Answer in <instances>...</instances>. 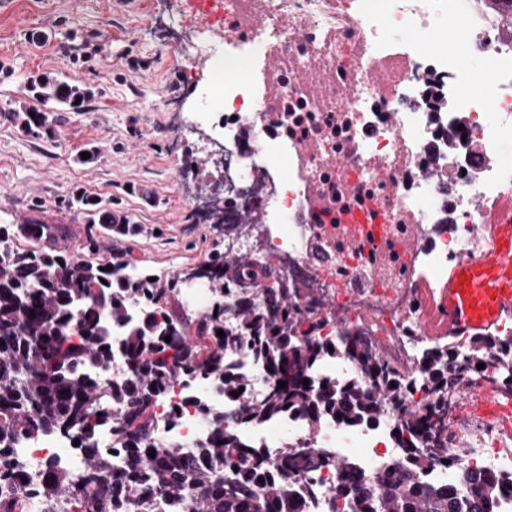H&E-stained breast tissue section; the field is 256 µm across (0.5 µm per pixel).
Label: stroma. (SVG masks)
I'll use <instances>...</instances> for the list:
<instances>
[{
    "instance_id": "35a3bbf8",
    "label": "stroma",
    "mask_w": 512,
    "mask_h": 512,
    "mask_svg": "<svg viewBox=\"0 0 512 512\" xmlns=\"http://www.w3.org/2000/svg\"><path fill=\"white\" fill-rule=\"evenodd\" d=\"M183 0H14L0 15V224H59L77 248L90 229L75 189L123 211L115 246L137 272L173 277L203 263L225 227L198 194L212 165L195 130ZM92 90L81 110L51 104L58 138L21 125L37 76Z\"/></svg>"
}]
</instances>
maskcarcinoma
<instances>
[{
    "label": "carcinoma",
    "mask_w": 512,
    "mask_h": 512,
    "mask_svg": "<svg viewBox=\"0 0 512 512\" xmlns=\"http://www.w3.org/2000/svg\"><path fill=\"white\" fill-rule=\"evenodd\" d=\"M87 92L57 83L42 94L43 102L81 108ZM24 113L23 126L55 136L47 115ZM72 202L90 221L111 228L112 210L82 190ZM56 224H0V458L21 440L49 434L70 438L84 456V478L75 482L52 468L34 489L24 485L16 464L0 465V512H29L33 497L59 504L64 512H306L302 497L288 489V477L269 468L264 458L244 449L224 416H213L214 433L196 452L180 445L158 446L155 402L177 381L208 379L235 398L239 421L260 425L288 412L315 430L326 418L360 422L380 416L379 405L361 384L314 375L328 347L298 331V308L286 288H248L247 300L235 302L238 320L225 337L224 298L235 280L226 275L224 251L216 247L203 264L191 270L216 293L218 310L187 317L173 306L177 280L149 275L129 276L128 262L94 263L80 254L96 253L101 236L91 233L82 249L59 245ZM24 240L28 246L21 247ZM35 315H30V312ZM123 339L112 341V328ZM171 337L165 341L164 337ZM248 343L262 364L270 386L259 399L248 395L251 378L226 368L227 355ZM126 360L127 375L119 382L106 376L114 351ZM354 360L378 387L394 396L403 382L379 360L355 346L337 347ZM512 359V336L474 341L470 362L488 354ZM434 389L459 388L462 368L446 347L431 351L428 362ZM308 385H303V380ZM287 386L280 388L278 382ZM112 408V430L127 452L116 465L112 452L99 447L98 426L104 408ZM448 408L438 401L424 412L406 410L395 437L416 453L414 464L398 462L374 472L363 484L343 485L348 512H492L505 492L500 479L468 477L470 495L456 488L422 480L421 462L441 451L437 435ZM154 456H149V453Z\"/></svg>",
    "instance_id": "cac0c4a2"
}]
</instances>
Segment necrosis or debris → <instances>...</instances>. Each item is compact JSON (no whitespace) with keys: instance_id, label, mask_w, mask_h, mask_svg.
I'll list each match as a JSON object with an SVG mask.
<instances>
[{"instance_id":"4bbe7bcc","label":"necrosis or debris","mask_w":512,"mask_h":512,"mask_svg":"<svg viewBox=\"0 0 512 512\" xmlns=\"http://www.w3.org/2000/svg\"><path fill=\"white\" fill-rule=\"evenodd\" d=\"M234 3L197 0L190 11L192 56L215 66L237 57L252 67L277 48L283 91L268 101L246 79L197 90L203 116L221 130L230 158L224 184L240 210L258 211L263 224L257 236L225 235L224 251L252 255L262 267L275 261L276 281L298 284L303 323H318L325 342L356 337L406 390L398 400L376 393L383 410L377 420L328 418L312 430L293 415L261 428L237 422L233 401L217 385L178 382L157 407L167 418L157 444L198 447L213 433L212 414H223L272 468L287 466L289 480L307 494L308 512H333L342 465L363 479L405 460L394 436L402 409L441 398L450 428L438 437L443 453L423 468L425 481L461 488L474 472L512 479V434L479 415L458 423L461 391L442 394L428 383L429 352L447 346L467 358L471 337H448L442 327L431 336L422 332L429 314L439 311L449 271L486 246L470 231L483 221L474 202L493 203L512 190V161L503 158L505 135L512 132V37L497 29L485 0H264L261 30L239 28L226 36L218 24L231 19ZM450 21L453 50L427 53ZM393 57L402 58L404 68L391 95L360 82L366 68ZM464 58L485 69L480 95L467 89ZM305 65L335 76L319 96L306 95L297 83L295 71ZM457 133L465 134L466 145L449 150L447 137ZM303 143L313 144L314 153H302ZM331 154L337 165L324 164ZM376 160L385 163L384 175L374 170ZM425 166L434 169L432 178L421 177ZM314 183L336 210L366 204L383 214L377 249L368 247L371 229L354 240L345 225L311 221ZM331 297L338 309H327ZM466 383L512 398V371L493 355L483 368H468ZM285 446L301 449V456L281 463L278 450ZM11 456L31 488L53 466L76 480L85 472L82 454L61 437L21 441Z\"/></svg>"}]
</instances>
